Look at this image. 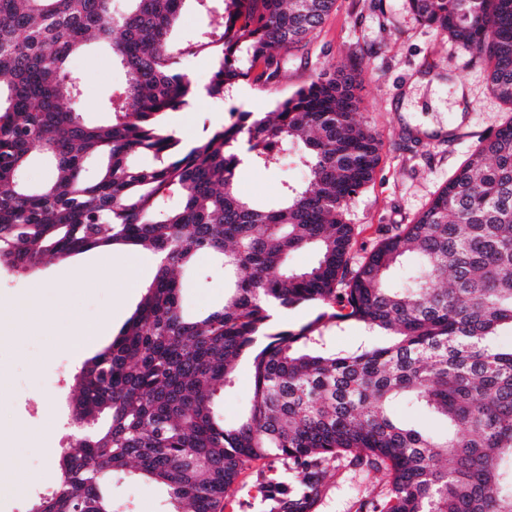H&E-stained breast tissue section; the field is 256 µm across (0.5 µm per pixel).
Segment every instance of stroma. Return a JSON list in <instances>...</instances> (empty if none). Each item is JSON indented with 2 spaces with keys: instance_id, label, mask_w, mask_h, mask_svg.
I'll return each mask as SVG.
<instances>
[{
  "instance_id": "35a3bbf8",
  "label": "stroma",
  "mask_w": 512,
  "mask_h": 512,
  "mask_svg": "<svg viewBox=\"0 0 512 512\" xmlns=\"http://www.w3.org/2000/svg\"><path fill=\"white\" fill-rule=\"evenodd\" d=\"M83 80L81 110L87 122H108L102 102L125 80L111 51L93 42L73 57ZM344 67L356 79L359 118L381 139L373 181L349 204L346 219L355 228L351 254L363 260L385 234L412 223L428 206L479 142L512 117V108L490 91L484 63L449 42L446 34L418 21L406 0H337L328 19L304 49L290 57L275 92L241 84L224 98L204 96L179 109L174 131L186 142L205 136L233 112H269L277 99L290 96L320 72ZM306 170L294 152H285L271 169L240 166L239 194L255 204L272 203L282 183H302ZM100 256L91 250L64 260L46 259L33 273L0 270V427L22 428L8 454L0 455V473H35L56 466L62 448L74 438L69 404L75 375L86 361L64 347L77 324L113 310L122 328L138 307L155 266L143 267L139 286L129 289L120 266L112 278L90 286L82 269ZM182 304L195 314L224 301L225 284L201 257L183 274ZM52 311L53 328L42 335L28 322L31 298ZM252 372L240 363L235 386L219 392L225 425H235L248 407ZM287 461L251 463L237 478L233 512H268L265 501L287 499ZM379 479L363 480L358 469L339 459L332 464L322 497L313 512H371L380 494ZM115 512H168L163 487L145 480L112 482Z\"/></svg>"
}]
</instances>
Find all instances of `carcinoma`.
<instances>
[{"instance_id": "cac0c4a2", "label": "carcinoma", "mask_w": 512, "mask_h": 512, "mask_svg": "<svg viewBox=\"0 0 512 512\" xmlns=\"http://www.w3.org/2000/svg\"><path fill=\"white\" fill-rule=\"evenodd\" d=\"M186 2L0 0V269L114 245L159 257L135 313L77 374L70 421L82 434L60 453L59 490L30 512H114L115 476L164 486L169 512H219L244 467L271 455L306 465L288 468V512H310L342 456L385 482L373 512H512V345L500 341L512 336V121L353 266L345 211L381 149L356 118L353 75L319 73L265 116L233 112L191 144L162 122L203 91L275 87L336 0H194L222 24L174 44ZM408 3L486 61L512 105V0ZM92 39L113 43L126 75L104 125L84 121L69 68ZM208 48L218 58L202 89L180 64ZM290 144L308 180L270 207L240 196L238 167H274ZM34 146L55 167L36 190L24 180ZM305 250L313 265L289 268ZM202 255L227 287L222 306L190 316L178 273ZM410 256L412 274L392 282ZM303 302L320 307L311 321L276 323L274 310ZM348 322L384 340L339 349L332 333ZM242 361L249 407L228 427L216 395ZM400 399L442 416L444 431L393 419Z\"/></svg>"}]
</instances>
